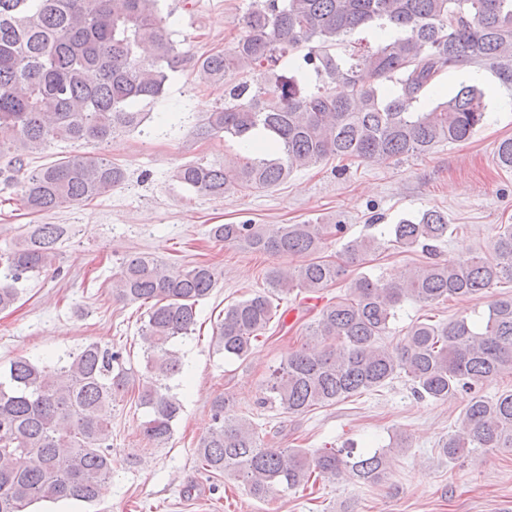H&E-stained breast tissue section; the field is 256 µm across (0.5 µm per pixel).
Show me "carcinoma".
<instances>
[{
    "mask_svg": "<svg viewBox=\"0 0 512 512\" xmlns=\"http://www.w3.org/2000/svg\"><path fill=\"white\" fill-rule=\"evenodd\" d=\"M166 0H0V175L20 188L32 213L93 201L122 187L126 172L106 155L75 151L39 168L28 159L58 141L104 145L138 127L139 106L162 97L174 74L190 69L204 84L224 86V103L196 118L190 133H222L249 149L221 165L188 163L174 181L201 196L220 198L265 190L293 172L326 160L386 163L424 155L442 142L469 139L486 117L484 93L461 84L431 101L450 71L475 62L512 80V0H260L241 19L230 47L194 57L172 39ZM394 25L398 34L364 50L353 36ZM150 43L154 55H139ZM295 64L281 68L284 59ZM256 68L268 84L230 82ZM318 79L305 91L309 73ZM448 216L428 209L390 229L400 248L421 247L430 261L395 279L358 276L346 297L324 306L307 327L310 341L291 351L271 374L258 407L301 415L373 391L405 373L419 398L470 394L463 429L439 448L448 461L493 448H512V390L481 394L512 375V295L496 299L483 323L464 316L444 325L413 323L393 349L380 343L406 300L433 306L512 283V225L493 239L489 256L440 259ZM344 224H213L218 242L271 256H314L299 269L271 268L268 290L224 308L214 343L224 358H248L277 316L273 295L319 292L346 265H361L376 238L363 235L342 248V261L317 257L327 236ZM66 234L60 224H29L20 241L0 249V311L20 300V285L55 268ZM216 285L213 266L180 273L150 254L122 260L112 294L148 306L141 326L148 376L136 379L119 349L88 343L52 364L20 356L0 373V512H25L39 501L93 503L112 478V425L107 408L132 388L145 409L142 434L165 448L182 400L169 381L183 372L174 343L194 331L196 306ZM212 404L210 429L200 438L201 468L241 481L266 501L309 482L352 479L375 484L388 469L382 448H274L258 427Z\"/></svg>",
    "mask_w": 512,
    "mask_h": 512,
    "instance_id": "carcinoma-1",
    "label": "carcinoma"
}]
</instances>
